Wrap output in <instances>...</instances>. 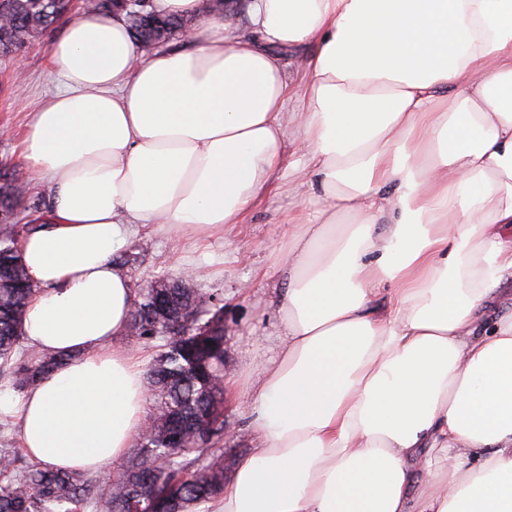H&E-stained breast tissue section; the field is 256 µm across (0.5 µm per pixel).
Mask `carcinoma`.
<instances>
[{
    "label": "carcinoma",
    "mask_w": 512,
    "mask_h": 512,
    "mask_svg": "<svg viewBox=\"0 0 512 512\" xmlns=\"http://www.w3.org/2000/svg\"><path fill=\"white\" fill-rule=\"evenodd\" d=\"M98 13L122 11L137 42L170 41L187 19L161 16L150 8H124L116 0H93ZM70 13L69 0H7L4 38L30 44ZM22 171L0 170V207L16 204ZM20 244L13 225L0 228V378L24 393L51 376L64 362L57 355L23 349V320L37 288L19 262ZM189 303L200 322L224 315V299L191 292ZM151 321L156 309L145 290L133 300L131 314ZM145 339L163 341L148 371L155 411L169 413L172 425L140 449L130 466L104 482L67 471L23 464L15 451L0 455V469L13 472L0 482V512H197L224 489V453L213 445L224 434V388L214 390L215 402L200 399V389L224 377V335L168 336L145 331Z\"/></svg>",
    "instance_id": "1"
}]
</instances>
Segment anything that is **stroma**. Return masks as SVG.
Listing matches in <instances>:
<instances>
[{"label":"stroma","instance_id":"obj_1","mask_svg":"<svg viewBox=\"0 0 512 512\" xmlns=\"http://www.w3.org/2000/svg\"><path fill=\"white\" fill-rule=\"evenodd\" d=\"M63 32L60 26L48 30L27 49L22 64L0 54V128L8 130L0 137V167L22 164L21 141L29 113L59 88L46 72L45 55ZM321 206L318 192L300 201L283 188L271 191L250 209L244 223L226 225L212 234L184 232L177 236L148 225L124 245L134 256L133 264L125 269L133 292H140L160 276L179 277L190 267L194 270L191 288L224 298V380L239 384L238 390L224 395L220 446L229 463L245 457L253 441L239 400L256 369L242 357L247 352L261 358L275 354L285 288L277 254L288 242L280 229L289 212L313 214Z\"/></svg>","mask_w":512,"mask_h":512}]
</instances>
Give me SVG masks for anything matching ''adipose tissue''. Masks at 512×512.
Returning a JSON list of instances; mask_svg holds the SVG:
<instances>
[{
    "label": "adipose tissue",
    "instance_id": "1",
    "mask_svg": "<svg viewBox=\"0 0 512 512\" xmlns=\"http://www.w3.org/2000/svg\"><path fill=\"white\" fill-rule=\"evenodd\" d=\"M153 5L196 19L189 49L145 53L120 13L72 21L26 125L50 205L21 246L25 341L74 359L0 386L23 448L96 472L144 430L113 262L138 226L238 224L272 189L316 188L243 402L254 446L206 512H512V0H252L250 37L201 0ZM312 41L298 92L274 49Z\"/></svg>",
    "mask_w": 512,
    "mask_h": 512
}]
</instances>
